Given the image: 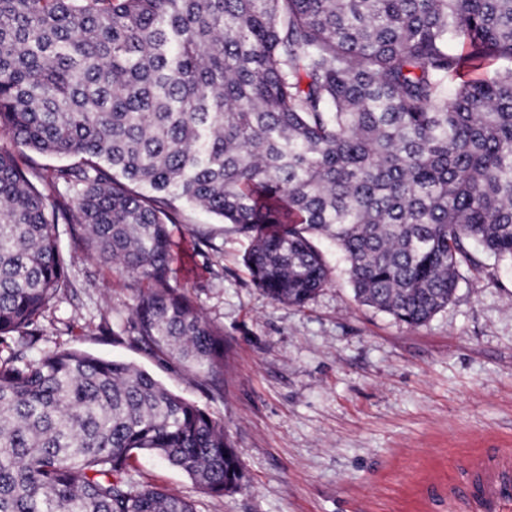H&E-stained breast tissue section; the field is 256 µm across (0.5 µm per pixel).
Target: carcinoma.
Returning a JSON list of instances; mask_svg holds the SVG:
<instances>
[{
    "label": "carcinoma",
    "mask_w": 512,
    "mask_h": 512,
    "mask_svg": "<svg viewBox=\"0 0 512 512\" xmlns=\"http://www.w3.org/2000/svg\"><path fill=\"white\" fill-rule=\"evenodd\" d=\"M500 58L512 0H0V131L73 159L51 195L0 146V341L72 288L57 224H76L88 256L148 283L136 341L221 393L224 333L170 283L178 201L251 239L275 302L326 285L321 236L362 304L425 323L475 252L512 263ZM31 348L0 358V512H196L139 486L145 455L214 497L242 487L206 409L131 363Z\"/></svg>",
    "instance_id": "cac0c4a2"
}]
</instances>
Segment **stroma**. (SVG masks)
<instances>
[{
    "instance_id": "1",
    "label": "stroma",
    "mask_w": 512,
    "mask_h": 512,
    "mask_svg": "<svg viewBox=\"0 0 512 512\" xmlns=\"http://www.w3.org/2000/svg\"><path fill=\"white\" fill-rule=\"evenodd\" d=\"M173 241L190 272L171 274L224 331V393L133 343L139 291L59 225L74 286L32 331L58 346L135 363L224 422L246 475L216 498L146 457L143 487L194 501L197 512H394L449 453L476 436L512 441V265H460L454 300L412 327L355 301L346 264L321 241L330 280L304 307L273 302L244 264L250 241L182 205Z\"/></svg>"
}]
</instances>
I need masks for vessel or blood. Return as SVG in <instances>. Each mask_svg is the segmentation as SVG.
<instances>
[{
    "label": "vessel or blood",
    "mask_w": 512,
    "mask_h": 512,
    "mask_svg": "<svg viewBox=\"0 0 512 512\" xmlns=\"http://www.w3.org/2000/svg\"><path fill=\"white\" fill-rule=\"evenodd\" d=\"M448 502L457 512H503L512 500V448H466L444 468Z\"/></svg>",
    "instance_id": "vessel-or-blood-1"
}]
</instances>
